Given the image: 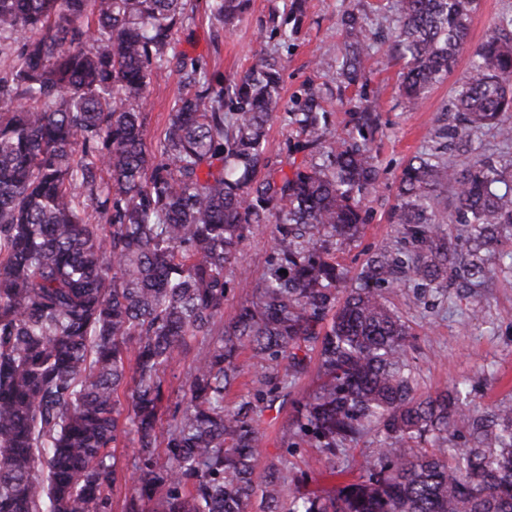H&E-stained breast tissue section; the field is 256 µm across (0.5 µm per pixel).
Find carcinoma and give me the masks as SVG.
Here are the masks:
<instances>
[{
	"mask_svg": "<svg viewBox=\"0 0 512 512\" xmlns=\"http://www.w3.org/2000/svg\"><path fill=\"white\" fill-rule=\"evenodd\" d=\"M249 0H205L212 25L239 22ZM303 0L271 13L288 42ZM478 0H398L389 57L400 93L417 106L442 83L469 36ZM189 0H0V512H112L115 448L124 512H512V402L480 407L453 389L416 394L409 328L381 292L403 274L420 288L464 287L487 276L483 250L512 231V172L490 157L462 169L439 153L402 171L394 223L417 249L383 253L350 288L336 240L363 223L376 191L369 146L376 105L359 106V137L336 142L310 87L288 110L303 139L286 172L265 157L281 106L286 61L261 51L224 79L198 60L168 56L194 19ZM336 59L340 87L367 81L370 31L351 12ZM175 69L183 86L162 137L147 142L150 88ZM453 139L501 124L512 141V19L469 56ZM455 188L469 247L448 241L433 210ZM276 224L254 299L224 322L230 281L251 229ZM345 293L338 301V293ZM318 347L322 382L293 420L312 467L336 476L342 445L372 427L384 438L367 474L317 492L295 489L288 466L262 482L254 404H224L244 372L272 405ZM192 354L178 401L163 419L166 371ZM465 429L460 446L448 436ZM437 453L417 448L429 439ZM163 449L165 461L158 459Z\"/></svg>",
	"mask_w": 512,
	"mask_h": 512,
	"instance_id": "obj_1",
	"label": "carcinoma"
}]
</instances>
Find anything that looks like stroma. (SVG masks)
Masks as SVG:
<instances>
[{
	"instance_id": "obj_1",
	"label": "stroma",
	"mask_w": 512,
	"mask_h": 512,
	"mask_svg": "<svg viewBox=\"0 0 512 512\" xmlns=\"http://www.w3.org/2000/svg\"><path fill=\"white\" fill-rule=\"evenodd\" d=\"M281 0H250L233 31L215 35L205 15V4L198 0L195 22L176 36L171 51L187 54L205 63L209 72L226 77L243 74L255 53L278 49L287 57L281 96L285 103L303 98L309 86L319 87L326 99L327 122L338 139L355 136L353 104L365 99L378 105V130L371 142L379 167L378 188L363 203L364 222L358 233L336 247V258L347 274L355 279L373 253L389 250H413L411 239L403 237L392 218L397 186L408 161L422 152L440 148L457 164H465L476 155L494 157L512 166V141H504L497 127L472 129L466 151L447 146L440 131L449 124L448 107L469 72V55L461 53L448 78L435 87L414 109L406 108L399 92V68L387 61L388 43L375 40L365 62L364 85L338 91L335 79L336 58L344 49L345 30L341 16L361 8L369 30L388 28L389 20L365 7V0H307V8L297 34L288 46H281L272 30L269 12ZM512 18V0H478L472 17L469 47L484 41L504 20ZM179 92L177 75L159 81L151 90L147 117L149 142H156ZM274 226L254 228L244 242L238 263L248 276L229 272L230 291L224 304L225 319H232L239 308L251 300L262 276ZM392 309L409 326L412 336L408 357L414 367L418 391L437 395L453 383L468 382L472 404L486 407L500 401H512V269L492 261L491 272L482 287L470 290L451 287L440 291L420 288L404 280L385 289ZM308 368L288 383L286 403H258L257 424L262 436L260 468L288 465L296 485L309 490L333 485V477L310 471L306 466L314 449L299 446L292 432V418L305 396L318 383V355L307 346ZM378 446L376 432H369L357 444L347 445L336 455V467L344 480L364 475L368 460Z\"/></svg>"
}]
</instances>
